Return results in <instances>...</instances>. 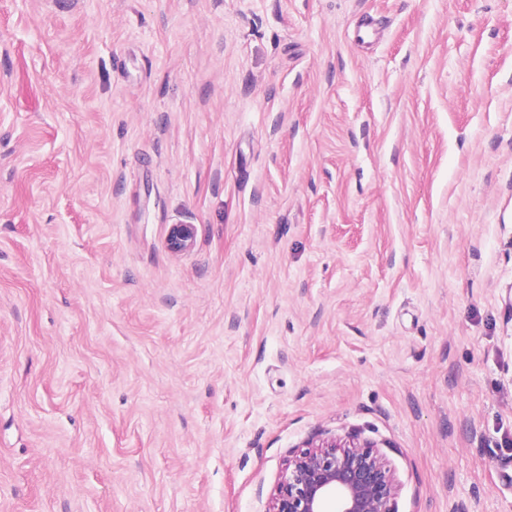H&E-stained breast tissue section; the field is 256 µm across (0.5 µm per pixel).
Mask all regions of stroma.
<instances>
[{"mask_svg": "<svg viewBox=\"0 0 512 512\" xmlns=\"http://www.w3.org/2000/svg\"><path fill=\"white\" fill-rule=\"evenodd\" d=\"M353 432L512 512V0H0V512H266ZM196 235L195 225L174 224L171 225L166 244L168 249L176 255L188 251L194 244Z\"/></svg>", "mask_w": 512, "mask_h": 512, "instance_id": "1", "label": "stroma"}]
</instances>
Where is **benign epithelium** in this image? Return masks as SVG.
<instances>
[{
  "label": "benign epithelium",
  "mask_w": 512,
  "mask_h": 512,
  "mask_svg": "<svg viewBox=\"0 0 512 512\" xmlns=\"http://www.w3.org/2000/svg\"><path fill=\"white\" fill-rule=\"evenodd\" d=\"M193 224L171 225L166 244L176 254L194 244ZM399 482L378 446L356 434L331 438L288 461L268 512H396Z\"/></svg>",
  "instance_id": "7a95c632"
}]
</instances>
